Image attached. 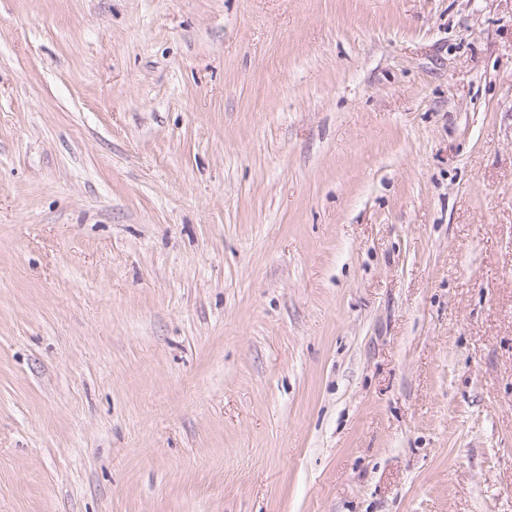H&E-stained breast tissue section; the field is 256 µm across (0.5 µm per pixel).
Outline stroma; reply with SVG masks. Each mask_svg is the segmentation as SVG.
Listing matches in <instances>:
<instances>
[{
  "label": "stroma",
  "mask_w": 512,
  "mask_h": 512,
  "mask_svg": "<svg viewBox=\"0 0 512 512\" xmlns=\"http://www.w3.org/2000/svg\"><path fill=\"white\" fill-rule=\"evenodd\" d=\"M0 512H512V0H0Z\"/></svg>",
  "instance_id": "obj_1"
}]
</instances>
